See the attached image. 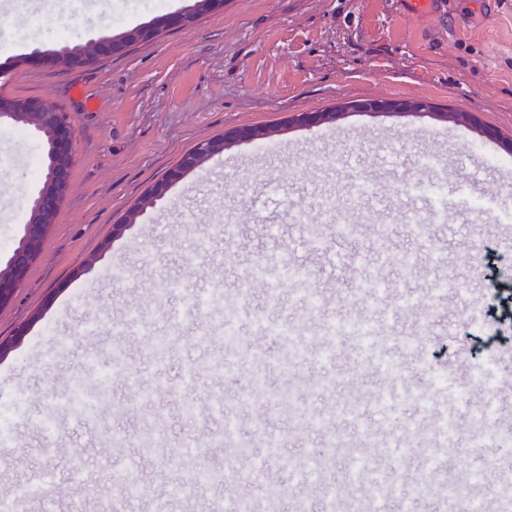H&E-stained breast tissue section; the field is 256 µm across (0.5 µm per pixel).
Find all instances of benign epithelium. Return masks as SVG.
I'll use <instances>...</instances> for the list:
<instances>
[{"instance_id":"7a95c632","label":"benign epithelium","mask_w":512,"mask_h":512,"mask_svg":"<svg viewBox=\"0 0 512 512\" xmlns=\"http://www.w3.org/2000/svg\"><path fill=\"white\" fill-rule=\"evenodd\" d=\"M193 22L186 17V12L164 15L153 24L143 29L139 40L143 43L153 40L155 33L163 28L186 29ZM86 48L97 58L111 57L112 41L108 38L86 43ZM27 60L40 66L63 64L70 67L82 66V61L69 52L46 54L36 50ZM17 102L8 99L0 100V126L18 125L20 123L34 129L39 134H47L49 141L44 143L43 180L40 189L35 193L29 204V218L19 225L18 234L9 251L0 253V307L9 304L28 275L35 261L36 254L41 252L44 242L55 223L56 216L62 205L59 192L67 191L75 165V128L67 114L52 107L48 102L38 99H27L17 104L23 108L21 112H10L8 108ZM336 112H295L286 117L285 125L315 126L333 120ZM446 116L456 122H468L475 125L481 135L496 138L499 133L478 123L470 112H448ZM269 137V131L258 126L233 128L224 132V140L216 144L210 139L200 142L193 150L185 153L178 164L168 173L165 179L153 185L150 190L149 204L163 200L173 185L186 174L198 169L209 157L221 154L224 149L235 142H260Z\"/></svg>"}]
</instances>
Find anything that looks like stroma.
<instances>
[{
  "instance_id": "35a3bbf8",
  "label": "stroma",
  "mask_w": 512,
  "mask_h": 512,
  "mask_svg": "<svg viewBox=\"0 0 512 512\" xmlns=\"http://www.w3.org/2000/svg\"><path fill=\"white\" fill-rule=\"evenodd\" d=\"M192 0H0V94L40 98L67 112L76 130V165L70 189L39 258L14 299L0 307V408L12 410L8 438L0 441V497L34 474L53 480L27 512H71L77 485L68 478L78 456L94 480V494H116L123 478L141 482L137 512H150L162 489L197 470L224 468L213 435L232 423L250 441L269 483L285 499L302 496L320 512L321 488L303 480L311 450L330 436L337 469L358 454L409 484L429 471L437 497L418 512H442L449 483L468 482L491 502L494 487L512 477L504 450L472 426L475 410L493 399L496 434L512 437V318L487 313L491 292L486 249L494 273L512 281V165L501 142L470 125L431 112H346L315 127L282 125L288 112H322L341 100L424 99L444 110L477 113L483 124L512 137V0H443L441 12L416 15L404 0H224L222 11L202 15L193 28L170 29L122 57L90 68L39 67L33 49L85 44L184 10ZM272 126L265 145L239 142L184 176L167 200L144 208L121 237L112 226L180 157L200 141L236 126ZM43 142L24 126L0 128V251L8 250L28 201L41 183ZM434 157L432 167L418 164ZM362 180L378 197L363 200L352 238L337 237L320 208L324 197L344 200ZM448 211L433 222L436 205ZM304 208L325 242L305 248L292 214ZM260 211L264 223L247 219ZM428 236L413 233L416 219ZM237 227L225 238L219 225ZM482 249H474L470 235ZM275 258L304 277L269 294L266 284L239 276L242 267ZM376 274L381 291L362 292L358 279ZM219 290L222 299L197 318L185 317L190 291ZM314 313H305L310 297ZM411 307H402L404 297ZM247 301L236 331L241 347L224 342V307ZM141 324L114 337L112 325L128 309ZM361 319L373 343L395 364L385 373L356 360L353 337L327 330L342 316ZM291 321L313 346L308 360L289 363L284 349L259 335L256 318ZM499 335L486 353L497 360L496 390L486 396L472 381L483 354L475 336ZM423 336L417 350L402 339ZM166 340L169 354L151 365L150 348ZM121 344L126 374L114 373L109 351ZM444 347L433 358L427 345ZM264 363H253V352ZM98 356L95 368L85 353ZM330 353L331 362L321 360ZM448 389L419 403L435 370L457 355ZM205 358L191 390L184 365ZM260 377L262 390L248 380ZM109 385L93 416L66 405L73 390L95 396ZM223 418H213L215 399ZM192 402L195 418L182 406ZM52 421L55 435L43 433ZM453 441H446L447 421ZM157 433L159 452L144 455L141 439ZM117 447H107L108 437ZM193 457L175 455L189 439ZM259 497L239 480L199 489L173 512H208L226 494Z\"/></svg>"
}]
</instances>
